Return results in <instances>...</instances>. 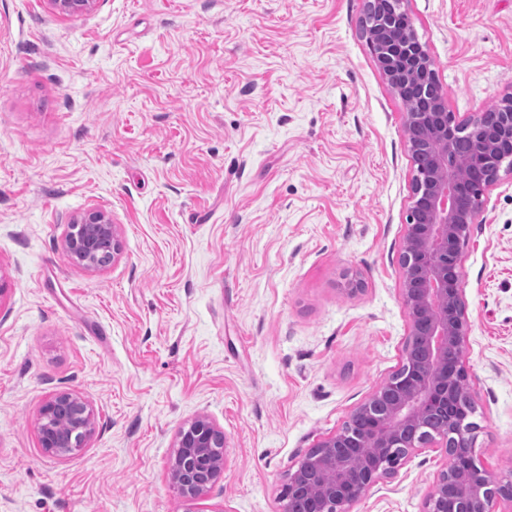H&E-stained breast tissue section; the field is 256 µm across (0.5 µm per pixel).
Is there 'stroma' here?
<instances>
[{
  "label": "stroma",
  "mask_w": 512,
  "mask_h": 512,
  "mask_svg": "<svg viewBox=\"0 0 512 512\" xmlns=\"http://www.w3.org/2000/svg\"><path fill=\"white\" fill-rule=\"evenodd\" d=\"M367 0H0V512H184L177 432L224 431L197 512H283L288 473L400 366L414 165ZM457 119L512 92V0H403ZM461 257L474 459L512 481V173ZM97 208L121 252L63 249ZM356 275L360 291L345 290ZM95 429L59 459L42 405ZM444 449L351 512H421ZM39 420L42 446L58 458L80 450L93 429L87 402L74 392H60L49 399L40 410Z\"/></svg>",
  "instance_id": "35a3bbf8"
}]
</instances>
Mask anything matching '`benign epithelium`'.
Masks as SVG:
<instances>
[{
	"mask_svg": "<svg viewBox=\"0 0 512 512\" xmlns=\"http://www.w3.org/2000/svg\"><path fill=\"white\" fill-rule=\"evenodd\" d=\"M61 16L83 14L97 0H48ZM367 43L392 90L419 102L420 111L404 113V132L413 160L424 156L427 165L415 170L407 231L401 254V297L409 314L408 335L423 337L418 355L404 347L400 367L342 429L317 444L288 473L284 493L302 496L309 512H350L351 506L373 485L393 476L403 461L420 448L442 444L448 456L472 451V424L458 417V427L428 429L437 417L469 398L458 384L466 378L462 358L466 303L460 288L461 256L471 225L483 201L469 204L474 183L485 192L500 178L505 156H512V94L500 101L501 111L481 112L457 120L435 73V63L416 32L396 37L406 12L402 0H368ZM469 137L474 150L468 163L472 179L463 183L455 172L459 160L454 142ZM112 241V255L120 245L111 216L88 209L70 225L65 250L81 257L90 270L102 267L100 246ZM93 429L87 402L74 392H60L40 410L39 437L47 452L66 458L80 450ZM178 452L170 466L173 488L192 505L215 482L224 463V432L210 419L196 418L177 435ZM499 499L512 503V482L486 476L470 483L465 470L449 468L437 477L423 512H491Z\"/></svg>",
	"mask_w": 512,
	"mask_h": 512,
	"instance_id": "7a95c632",
	"label": "benign epithelium"
}]
</instances>
